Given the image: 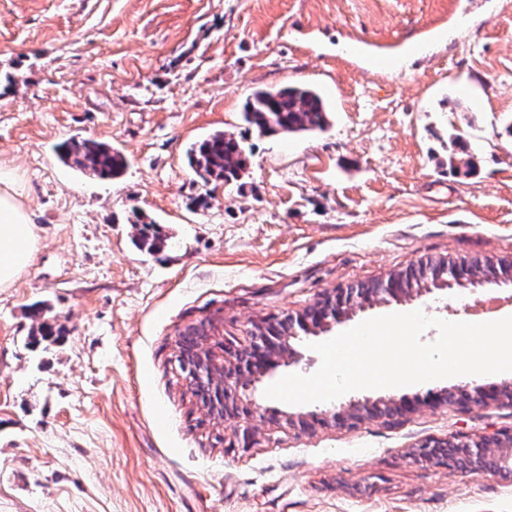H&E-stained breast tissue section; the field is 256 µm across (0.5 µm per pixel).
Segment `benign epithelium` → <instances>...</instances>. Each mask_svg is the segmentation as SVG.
I'll use <instances>...</instances> for the list:
<instances>
[{"label":"benign epithelium","mask_w":512,"mask_h":512,"mask_svg":"<svg viewBox=\"0 0 512 512\" xmlns=\"http://www.w3.org/2000/svg\"><path fill=\"white\" fill-rule=\"evenodd\" d=\"M427 287L407 288L397 275H391L381 287L358 291L336 288L326 291L305 309L288 313V325L278 336L261 330L253 337L252 347L242 350L224 349L217 354L207 346L205 337L198 338L194 353L198 365L187 375L194 383L201 377L211 382V389L201 401L209 417L232 424L233 444L248 449L255 444L263 426L279 432H306L308 419H321L352 430L364 415L396 418L404 413L402 405L391 398L379 406H369L367 397L353 398L345 406L331 408L318 416L314 413H291L262 403L255 396L257 383L279 366H297L305 358L302 343L310 334L328 331L341 319L363 312L375 304L411 301L436 290L454 286L465 288L489 280V275L475 263L466 261H429L425 263ZM440 400L455 410L489 404L512 406V399L499 392L489 393L475 381L465 382L441 391ZM412 461L441 462V467L461 476L494 473L512 480V428L491 434L457 433L448 438H428L408 453Z\"/></svg>","instance_id":"obj_1"}]
</instances>
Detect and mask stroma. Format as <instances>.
Listing matches in <instances>:
<instances>
[{"instance_id":"35a3bbf8","label":"stroma","mask_w":512,"mask_h":512,"mask_svg":"<svg viewBox=\"0 0 512 512\" xmlns=\"http://www.w3.org/2000/svg\"><path fill=\"white\" fill-rule=\"evenodd\" d=\"M306 85L324 130L243 122L256 90ZM512 0H0V172L38 235L0 288V512H512V484L410 463L430 437L512 427V407L424 404L456 378L370 390L411 410L230 447L181 375L323 292L427 259L512 263ZM242 139L233 185L189 147ZM118 149L123 175L64 162ZM472 170H465V160ZM164 245L138 249L136 220ZM512 316V283L373 306ZM56 334L34 341L41 317ZM63 158L80 170H89L100 178L112 179L125 167L123 155L112 147L92 141L66 142L61 146Z\"/></svg>"}]
</instances>
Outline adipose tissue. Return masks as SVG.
<instances>
[{
    "instance_id": "ef3b65f1",
    "label": "adipose tissue",
    "mask_w": 512,
    "mask_h": 512,
    "mask_svg": "<svg viewBox=\"0 0 512 512\" xmlns=\"http://www.w3.org/2000/svg\"><path fill=\"white\" fill-rule=\"evenodd\" d=\"M36 241L34 223L16 198L13 180L0 174V288L28 268Z\"/></svg>"
}]
</instances>
